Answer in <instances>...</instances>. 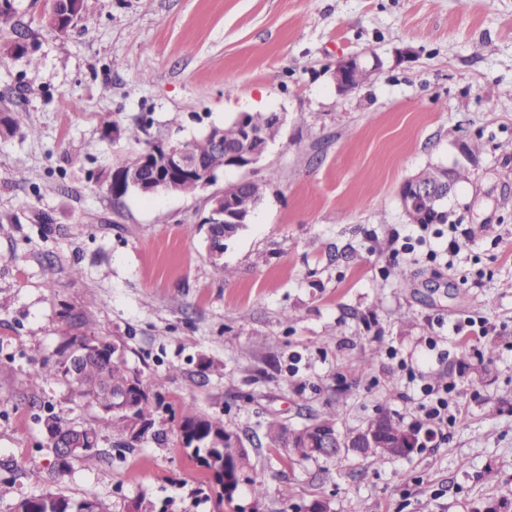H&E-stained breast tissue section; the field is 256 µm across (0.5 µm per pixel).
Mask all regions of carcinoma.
Listing matches in <instances>:
<instances>
[{
    "instance_id": "carcinoma-1",
    "label": "carcinoma",
    "mask_w": 512,
    "mask_h": 512,
    "mask_svg": "<svg viewBox=\"0 0 512 512\" xmlns=\"http://www.w3.org/2000/svg\"><path fill=\"white\" fill-rule=\"evenodd\" d=\"M84 11L83 0H57V7L49 8L44 13L42 21L49 29L66 34L71 23L75 21V17L83 15ZM15 17L14 7L11 6L6 10L0 9V32H18L19 24ZM244 116L246 124L272 141L280 132V127L270 122L266 113L246 112ZM139 132L140 127L137 125L122 130V135L128 142L139 145L134 154L122 162L124 167L138 157L149 155L152 149L153 143H141ZM209 145V139L203 135L187 142V146L193 151L210 156L215 167L224 168V157L209 155ZM101 342L104 343V352L100 353L97 358L86 357V360L80 365L78 374H72L66 367V351L63 350L58 354L57 359L43 364V370L31 377L30 384L37 387L51 378L61 377L69 384L73 399L90 403L99 409L113 408L117 403L118 394L123 392L128 379L134 374V370L127 366L122 348L105 338L101 339ZM138 384L142 399L138 401L135 416L149 428L153 424L154 409L160 407V401L151 396V391L143 378H138ZM378 415L383 417L387 430L395 436L403 437L410 430V427L404 425L400 419L386 411L381 410ZM111 419L113 445L117 448L133 447V442L139 440V437L132 435L135 427L133 419L120 412L112 413ZM337 420L338 410L332 408L326 413L311 417L308 425L316 428H334ZM40 421H42L43 428L63 435L70 433L77 426V423L50 411L40 417ZM189 429L202 441V447L193 449L194 456L199 461L204 459L205 447H212L213 452L219 455L222 449L228 448L224 441L234 435L233 431L224 426L221 419L201 414L193 407L187 408L181 415L180 430L185 432ZM288 432V426L277 420H271L265 425V438L273 447L286 448L291 455L300 460L318 458L313 448L288 447ZM247 470L251 471V476L247 477V480L253 492L257 494L264 492L265 472L252 468L248 452L243 451L239 454L236 463L230 466L229 473H224L222 468L209 473V477L220 487L219 501L222 502L224 498L232 497L239 485L237 472L243 473ZM37 500L38 503L33 504L31 498H21L12 507V512H78L84 507L89 508L90 512H108L106 505L94 498H73L49 493L37 497Z\"/></svg>"
}]
</instances>
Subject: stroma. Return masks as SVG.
<instances>
[{"mask_svg":"<svg viewBox=\"0 0 512 512\" xmlns=\"http://www.w3.org/2000/svg\"><path fill=\"white\" fill-rule=\"evenodd\" d=\"M85 4L60 35L41 22L45 0H15L28 52L0 60V116L17 125L0 137V463L12 467L0 512L47 493L112 512L138 497L160 512H291L314 498L331 512H512V0ZM352 55L379 70L345 94L334 71ZM255 110L283 123L256 164L213 186H263L221 261L202 223L210 191L113 199L131 146L104 136L101 114L141 125L145 142L189 141ZM474 141L483 151L447 202L456 234L394 253L392 236L411 232L401 185ZM80 310L95 318L85 335L124 346L161 399L132 448L113 447L109 417L65 381L28 383ZM467 318L486 334L454 337ZM448 382L464 417L431 438L421 388ZM36 400L97 432L94 465L55 479ZM187 405L237 433L268 474L262 496L243 482L221 502L201 485L179 430ZM331 406L344 433L385 408L422 446L302 461L263 435L268 419L298 428Z\"/></svg>","mask_w":512,"mask_h":512,"instance_id":"stroma-1","label":"stroma"}]
</instances>
